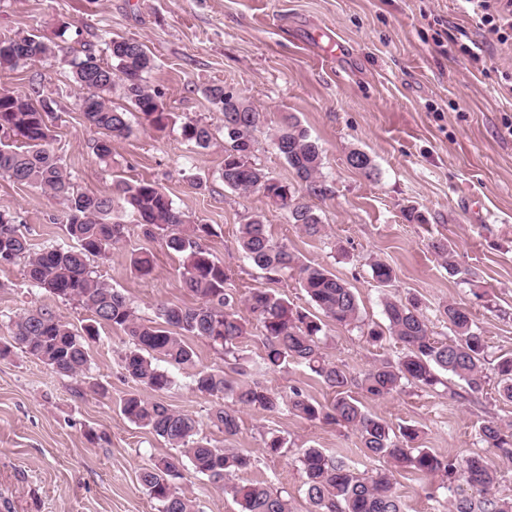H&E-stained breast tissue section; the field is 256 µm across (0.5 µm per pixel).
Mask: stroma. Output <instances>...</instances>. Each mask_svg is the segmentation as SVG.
I'll list each match as a JSON object with an SVG mask.
<instances>
[{
    "label": "stroma",
    "instance_id": "1",
    "mask_svg": "<svg viewBox=\"0 0 512 512\" xmlns=\"http://www.w3.org/2000/svg\"><path fill=\"white\" fill-rule=\"evenodd\" d=\"M62 21L71 25L64 36L71 54L99 44L105 33L145 45L156 62L147 80L172 115L161 130L131 115L130 134L112 141V161L104 164L92 146L107 134L80 111L81 91L63 57L0 71V87L23 93L35 87L53 101V148L75 188L106 193L116 181L160 184L188 220L220 226L206 245L229 270L236 299L272 286L296 306H310L295 280L269 284L239 250L240 225L259 213L274 239L348 282L365 321L383 322L380 299L387 291L417 298L435 336L444 337L448 330L436 310L457 302L474 314L491 357L512 353V92L505 81L512 76V39L500 42L478 27L466 0H0V34L52 40ZM323 31L343 45L341 55L329 56L318 43ZM463 33L482 44L480 65L460 53L455 40ZM217 83L260 113L252 159L281 182L296 183L270 140L281 115H295L319 142L326 192L309 202L326 226L325 237H306L262 194L225 187L222 146L201 150L183 139L188 120L214 129L223 124L204 94ZM354 149L372 158L373 177L349 166ZM411 209L423 222L407 219ZM0 211L27 224L34 244L65 239L63 204L36 187L0 177ZM124 222L125 241L108 258L91 259L96 275L147 319L158 304L191 303L180 286V258L144 238L132 217ZM436 239L448 242L470 283L449 275L430 248ZM141 248L156 256L147 277L131 271L127 260ZM376 260L394 271L388 287L372 278ZM477 288L486 290L485 298L474 297ZM36 306L56 309L76 330L89 319L78 304L30 287L22 265L0 268V341L9 338L18 316ZM329 334L330 359L355 376L401 353L394 341L371 345L354 330L334 326ZM126 347L121 330L102 327L81 378L59 376L19 353L0 361V512H155L138 475L171 448L121 412L122 400L137 389L122 367ZM257 378L272 390L297 387L318 402L330 397L298 365ZM459 389L452 378L444 389L410 388L363 405L392 425L418 428L421 447L465 457L478 449L480 423L512 420V403L493 383L467 400ZM144 396L195 416L201 438L250 455L253 466L239 482L287 491L292 512H310L298 446L344 456L359 471L377 465L354 431L286 412L244 410L238 434L224 436L207 418L213 398L194 392L185 370L168 391ZM272 434L287 441L276 456L264 448ZM181 488L196 512H240L231 494L203 477L187 475ZM397 491L405 512H438L444 498L437 481L404 475Z\"/></svg>",
    "mask_w": 512,
    "mask_h": 512
}]
</instances>
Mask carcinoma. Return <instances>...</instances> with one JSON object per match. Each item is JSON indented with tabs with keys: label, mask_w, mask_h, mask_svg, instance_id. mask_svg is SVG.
<instances>
[{
	"label": "carcinoma",
	"mask_w": 512,
	"mask_h": 512,
	"mask_svg": "<svg viewBox=\"0 0 512 512\" xmlns=\"http://www.w3.org/2000/svg\"><path fill=\"white\" fill-rule=\"evenodd\" d=\"M19 51L34 62L55 55L57 45L36 41L31 35L0 36V69L18 67ZM154 68L155 60L142 43L119 36L104 39L98 50L89 48L83 55L71 57L73 80L83 90L80 108L85 118L113 138L130 133L129 111L112 107L110 100L119 81L124 97L145 124L165 128L171 114L165 111L159 93L146 83ZM205 95L224 114V185L242 193H261L286 211L290 223L305 235L324 236L325 225L312 207L251 161L260 114L239 95L226 99L222 84L208 86ZM53 119L52 102L44 101L37 108L29 94L0 91V133L4 135L0 139V177L20 185H36L62 199L66 207L62 230L72 244L54 242L37 249L26 225L0 212V267L24 261V276L30 286L64 302H76L91 314L90 324L84 327V334H76L56 310L37 307L13 321L9 340L0 347V357L15 348L59 375L80 376L90 368L88 343L99 338V326L107 325L128 337L129 349L122 356L128 376L140 386L164 392L175 385L176 371L195 363L196 353L185 337L206 340L226 358L236 356L240 339L247 334V320L235 309L228 269L205 245L218 236L214 225L187 222L154 181L118 182L108 194L76 191L60 156L51 147ZM182 136L202 150L215 139L210 125L197 120L184 123ZM272 143L309 193H324L322 148L296 116L282 117ZM347 162L368 177L374 174L373 161L364 151H351ZM128 212L135 216L145 237L159 240L167 251L181 258V288L195 304H159L156 320H146L137 314L128 297L93 275L90 258L107 257L124 239L122 217ZM238 245L268 280H297L320 311L316 315L297 307L273 289L250 293L245 305L265 341V368L300 364L318 377L333 397L322 404L296 387L286 395L273 392L247 379L250 372L240 364L234 377L221 368H201L192 373L191 384L197 393L216 398L208 414L213 427L233 437L239 432L243 408L271 414L286 411L307 421L356 431L368 457L390 464L387 469L358 473L342 456L331 457L313 447L298 449L297 461L311 512H404L395 491V470L440 478L439 487L449 493L441 504L443 512H512V498L494 492L497 470L484 455L458 459L421 448L415 445L419 438L416 428H393L384 418L367 412L351 391L357 387L373 398L385 399L408 387L434 389L443 383L441 374L448 373L464 383L460 398L483 394L489 384L488 344L468 307L456 302L439 306V317L451 332L444 341L434 336L429 319L413 298L383 297L386 325L369 324L362 319L358 298L349 284L327 267L302 260L288 243L273 240L262 215L254 214L241 225ZM431 248L448 266L450 275L470 282L467 272L453 260L447 243L434 241ZM129 263L142 277L154 269L153 255L145 251L131 252ZM371 271L383 287L393 279L392 268L383 262L373 263ZM329 322L366 329L364 336L372 344L390 337L401 344V356L379 360L354 377L327 358L324 345ZM493 370L500 396L512 401V355L497 357ZM121 412L131 423L179 452L153 459L139 473V482L156 512H194L193 501L179 487L185 479V459L194 473L232 494L241 512H291L288 496L273 492L265 484L232 482V476L251 468V456L228 452L200 438L199 422L192 415L137 392L124 398ZM476 436L477 443L496 459L512 463V422L504 426L486 420L478 426Z\"/></svg>",
	"instance_id": "cac0c4a2"
}]
</instances>
